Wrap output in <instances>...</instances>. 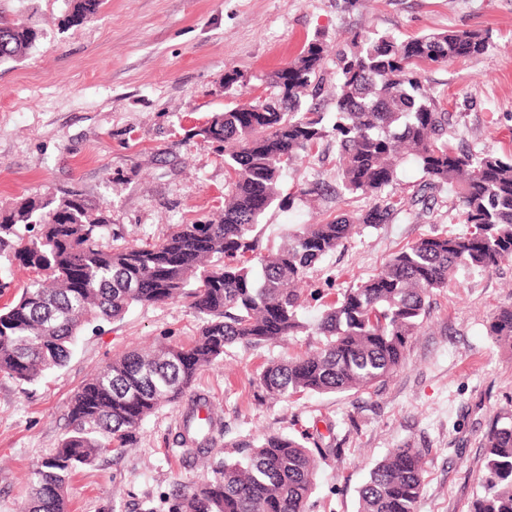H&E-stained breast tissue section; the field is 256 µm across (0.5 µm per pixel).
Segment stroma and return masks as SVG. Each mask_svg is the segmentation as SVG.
Returning a JSON list of instances; mask_svg holds the SVG:
<instances>
[{"label":"stroma","mask_w":512,"mask_h":512,"mask_svg":"<svg viewBox=\"0 0 512 512\" xmlns=\"http://www.w3.org/2000/svg\"><path fill=\"white\" fill-rule=\"evenodd\" d=\"M0 11L38 34L26 56L0 64V212L76 193L108 214L107 246L155 243L178 225L215 219L228 180L224 146L204 141L199 128L270 93V74L312 41L327 56L321 95L303 104L330 125L336 57L354 52V35H489L483 55L425 63L419 76L449 113L452 145L512 152V0H104L78 24L68 0H0ZM230 71L238 80L228 86ZM338 167L327 137L286 171L282 202L258 227L261 248L278 247L295 225L366 208L335 195ZM424 179L415 162L403 163L397 195L407 210L360 226L310 273L303 333L262 348L231 346L193 385L224 426L218 458H239L240 443L258 435L320 437L328 453L308 512H357L371 468L405 443L428 451L417 512H468L484 474V435L512 412V349L488 333L491 316L512 303V258L490 271L458 269L434 292L403 366L380 386L284 401L264 398L258 386L271 360L314 348V327L337 293L420 237L466 232L451 186L412 204ZM314 181L328 195H303ZM201 325L183 301L136 305L85 325L64 367L32 382L0 375V512H21L32 472L66 433L68 402L90 373L132 349L189 344ZM183 410L159 408L136 451L78 469L65 488L71 512H167L174 483L204 476L172 443Z\"/></svg>","instance_id":"35a3bbf8"}]
</instances>
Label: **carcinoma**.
Wrapping results in <instances>:
<instances>
[{
	"instance_id": "obj_1",
	"label": "carcinoma",
	"mask_w": 512,
	"mask_h": 512,
	"mask_svg": "<svg viewBox=\"0 0 512 512\" xmlns=\"http://www.w3.org/2000/svg\"><path fill=\"white\" fill-rule=\"evenodd\" d=\"M104 0H70L71 21L96 14ZM35 30L0 16V63L32 48ZM489 38L450 30L404 41L363 40L337 59L340 82L332 125L341 192L375 203L305 224L276 249L256 258L261 218L279 200L284 173L326 137L324 116L304 111L301 94L317 91L324 49L310 42L300 58L275 71V92L217 114L200 128L206 141L224 144L228 181L224 215L209 223L180 224L159 243L106 247L109 219L74 194L56 207L24 203L0 213V260L41 278L0 308V374L23 382L63 366L82 327L114 319L136 304L184 299L202 317L187 346L132 350L91 375L67 407L68 431L35 470L23 512H68L64 486L78 468L125 454L159 407L179 402L204 367L226 348H261L306 328L299 284L358 225L386 224L402 201L393 192L408 159L425 187L454 184L469 231L434 234L401 249L375 274L341 293L324 312L318 346L271 362L259 376L265 396L366 390L393 375L408 339L422 327L427 299L460 267L490 271L512 258V154L456 150L448 143V113L418 78L422 62H448L484 53ZM46 214H38L40 210ZM40 224L36 237L17 236L19 224ZM490 335L512 348V305L489 323ZM207 398L193 394L177 436L183 457L210 476L178 484L168 512H307L326 449L310 437L263 435L245 444L241 458L217 461L215 413L204 420ZM485 478L469 512H512V413L485 434ZM426 449H391L359 491V512H417Z\"/></svg>"
}]
</instances>
